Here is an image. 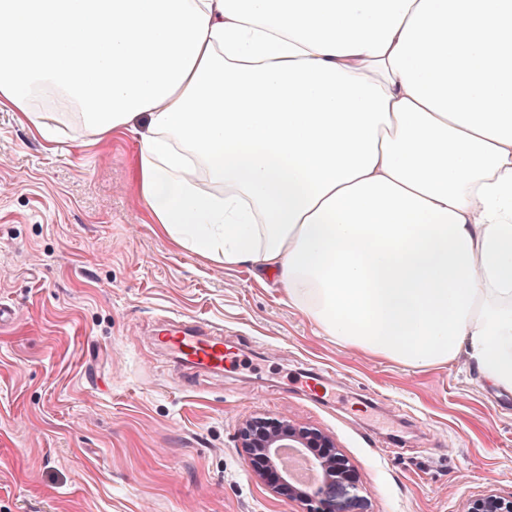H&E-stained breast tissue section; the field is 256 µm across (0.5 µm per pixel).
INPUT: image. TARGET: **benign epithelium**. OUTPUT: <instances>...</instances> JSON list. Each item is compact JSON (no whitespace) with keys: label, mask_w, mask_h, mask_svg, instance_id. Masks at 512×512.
Masks as SVG:
<instances>
[{"label":"benign epithelium","mask_w":512,"mask_h":512,"mask_svg":"<svg viewBox=\"0 0 512 512\" xmlns=\"http://www.w3.org/2000/svg\"><path fill=\"white\" fill-rule=\"evenodd\" d=\"M238 447L254 457L260 472L280 493L302 500L306 512H348L350 492L357 490L354 470L335 448L333 439L311 429L297 427L286 419L254 418L245 422L237 432ZM282 448H315L311 462L320 471V486L306 489L291 483L288 471L273 470L271 466ZM468 512H512V496L494 494L477 500Z\"/></svg>","instance_id":"1"}]
</instances>
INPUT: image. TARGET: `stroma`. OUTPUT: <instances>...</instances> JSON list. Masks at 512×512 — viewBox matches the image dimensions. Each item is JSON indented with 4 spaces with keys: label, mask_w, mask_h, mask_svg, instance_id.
Returning a JSON list of instances; mask_svg holds the SVG:
<instances>
[{
    "label": "stroma",
    "mask_w": 512,
    "mask_h": 512,
    "mask_svg": "<svg viewBox=\"0 0 512 512\" xmlns=\"http://www.w3.org/2000/svg\"><path fill=\"white\" fill-rule=\"evenodd\" d=\"M50 140L0 108V512H305L236 446L253 417L332 437L350 512H467L512 496V396L465 358L407 368L336 345L274 275L225 266L154 224L129 133L59 112ZM206 320L224 371L154 345Z\"/></svg>",
    "instance_id": "stroma-1"
}]
</instances>
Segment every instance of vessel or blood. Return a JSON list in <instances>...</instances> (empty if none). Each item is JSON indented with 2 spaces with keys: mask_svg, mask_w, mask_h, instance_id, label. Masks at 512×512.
<instances>
[{
  "mask_svg": "<svg viewBox=\"0 0 512 512\" xmlns=\"http://www.w3.org/2000/svg\"><path fill=\"white\" fill-rule=\"evenodd\" d=\"M162 330L163 344L193 366L220 371L234 359L225 349L223 337L215 335L203 320L170 321Z\"/></svg>",
  "mask_w": 512,
  "mask_h": 512,
  "instance_id": "b4317fda",
  "label": "vessel or blood"
}]
</instances>
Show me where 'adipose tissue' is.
I'll use <instances>...</instances> for the list:
<instances>
[{
  "mask_svg": "<svg viewBox=\"0 0 512 512\" xmlns=\"http://www.w3.org/2000/svg\"><path fill=\"white\" fill-rule=\"evenodd\" d=\"M43 88L137 138L166 234L512 395V0H0V106Z\"/></svg>",
  "mask_w": 512,
  "mask_h": 512,
  "instance_id": "obj_1",
  "label": "adipose tissue"
}]
</instances>
